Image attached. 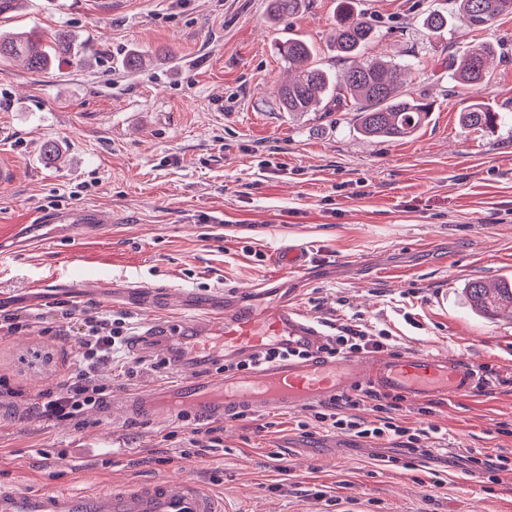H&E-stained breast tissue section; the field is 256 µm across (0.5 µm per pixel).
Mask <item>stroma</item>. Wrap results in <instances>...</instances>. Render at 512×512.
<instances>
[{"mask_svg": "<svg viewBox=\"0 0 512 512\" xmlns=\"http://www.w3.org/2000/svg\"><path fill=\"white\" fill-rule=\"evenodd\" d=\"M356 3L379 33L369 56L422 63L407 88L434 110L410 137L364 138L354 113L330 104L305 116L282 111L277 43L303 37L331 74L346 68L330 42L336 0H309L279 18L270 0H32L10 20L47 37L72 31L83 63L62 57L45 74L0 63V158L16 169L0 189V225L18 227L0 239V309L42 313L0 333V380L21 392L0 402V485L83 489L59 452L108 441L113 453L93 462L101 484L176 468L222 498L224 512H512V474L482 482L457 464L474 449L512 457V318L476 316L461 293L469 280L512 278V15L476 33L455 23L430 39L432 0ZM476 39L502 55L475 94L502 114L486 132L462 130L468 101L448 78L449 56ZM134 49L150 62L131 73L122 60ZM48 145L58 161L45 158ZM53 195L112 213L111 234L82 260L59 226L27 222ZM203 213L224 220L223 241L199 223ZM36 239L52 245L24 251ZM289 245L307 247L308 270L277 266ZM78 277L101 287L85 305L115 312L126 304L102 291L116 284L142 281L206 304L274 280L318 320L358 315L389 332L394 352L445 354L490 377L427 415L408 404V422L448 433L446 447L416 466H376L394 453L385 442L303 434L302 411L243 416L225 426L215 455L181 458L192 431L178 419L116 425L93 410L79 425L37 411L39 393L77 366L80 335L48 334L56 311L29 286ZM98 375L111 401L164 381L110 364ZM274 449L281 461L269 459ZM434 472L443 487H433ZM319 487L328 498L313 496Z\"/></svg>", "mask_w": 512, "mask_h": 512, "instance_id": "obj_1", "label": "stroma"}]
</instances>
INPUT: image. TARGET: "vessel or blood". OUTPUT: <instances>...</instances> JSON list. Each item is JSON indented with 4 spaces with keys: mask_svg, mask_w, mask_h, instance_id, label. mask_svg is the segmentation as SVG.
<instances>
[{
    "mask_svg": "<svg viewBox=\"0 0 512 512\" xmlns=\"http://www.w3.org/2000/svg\"><path fill=\"white\" fill-rule=\"evenodd\" d=\"M35 221L66 225L71 251L79 258L90 242L105 234L112 215L94 206L68 207L37 214ZM278 260L293 272L308 267V253L299 245L283 249ZM115 293L137 309H160L171 302L164 288L126 284ZM325 341L320 325L288 296L263 307L236 295L205 319L151 320L139 344L163 351L174 376L158 388L127 394L108 413L116 423L165 420L187 412L207 422L230 424L243 413L326 405L358 387L410 401H447L471 393L478 382L470 364L441 354L411 351L336 359L324 353ZM271 347L302 349L306 355H289L248 371L217 370L224 363L252 360ZM0 512H224V502L183 473L172 472L147 484L84 492L63 486L39 491L0 486Z\"/></svg>",
    "mask_w": 512,
    "mask_h": 512,
    "instance_id": "1",
    "label": "vessel or blood"
}]
</instances>
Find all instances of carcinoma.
Here are the masks:
<instances>
[{"label": "carcinoma", "mask_w": 512, "mask_h": 512, "mask_svg": "<svg viewBox=\"0 0 512 512\" xmlns=\"http://www.w3.org/2000/svg\"><path fill=\"white\" fill-rule=\"evenodd\" d=\"M271 2L274 13L293 15L305 6L306 0ZM508 14H512V0H448L446 8L428 9L425 34L430 37L442 32L453 19L477 31ZM376 38L375 27L355 11L354 0H338L336 25L331 33L337 54L350 59L361 54ZM277 51L288 64L290 74L279 88L278 99L282 110L292 115L310 112L318 103L329 99L338 107H350L360 134L395 140L414 134L432 111L433 104L426 98L414 97L404 90L406 74L415 66L413 61L371 59L350 66L338 82L318 64L312 45L306 40L289 38L278 44ZM494 53L490 46L477 42L452 58L448 68L457 93L467 97L476 93L487 80ZM64 55L74 64H82L78 39L69 30L56 31L46 43L24 30H0V62L20 59L28 71L42 74ZM500 120L499 112L481 102H472L461 113L460 125L468 131H483L494 128ZM464 293L471 311L482 318L493 319L502 311L512 312V281L508 279L491 287L472 280L464 286Z\"/></svg>", "instance_id": "cac0c4a2"}]
</instances>
